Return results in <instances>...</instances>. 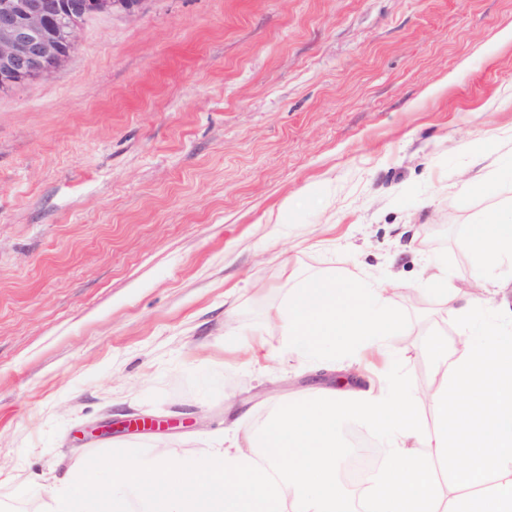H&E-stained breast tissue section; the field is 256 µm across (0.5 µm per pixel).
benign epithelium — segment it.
<instances>
[{
	"label": "benign epithelium",
	"mask_w": 512,
	"mask_h": 512,
	"mask_svg": "<svg viewBox=\"0 0 512 512\" xmlns=\"http://www.w3.org/2000/svg\"><path fill=\"white\" fill-rule=\"evenodd\" d=\"M145 0H93L97 12H138ZM47 13L38 3L0 5V88L16 76L47 79L57 68L59 41L45 36Z\"/></svg>",
	"instance_id": "benign-epithelium-1"
}]
</instances>
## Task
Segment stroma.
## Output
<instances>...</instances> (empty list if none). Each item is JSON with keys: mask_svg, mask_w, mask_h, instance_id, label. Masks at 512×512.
Segmentation results:
<instances>
[{"mask_svg": "<svg viewBox=\"0 0 512 512\" xmlns=\"http://www.w3.org/2000/svg\"><path fill=\"white\" fill-rule=\"evenodd\" d=\"M507 28L512 0H147L0 92V512L362 388L271 316L310 276L393 281L394 356L431 384L426 335L458 333L427 277L470 291L456 232L512 201Z\"/></svg>", "mask_w": 512, "mask_h": 512, "instance_id": "obj_1", "label": "stroma"}]
</instances>
